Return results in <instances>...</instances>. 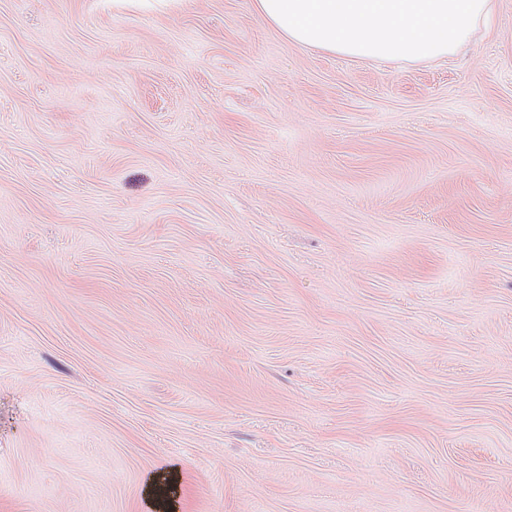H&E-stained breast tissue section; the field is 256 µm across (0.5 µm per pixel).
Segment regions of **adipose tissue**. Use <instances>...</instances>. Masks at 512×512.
Listing matches in <instances>:
<instances>
[{
	"instance_id": "ef3b65f1",
	"label": "adipose tissue",
	"mask_w": 512,
	"mask_h": 512,
	"mask_svg": "<svg viewBox=\"0 0 512 512\" xmlns=\"http://www.w3.org/2000/svg\"><path fill=\"white\" fill-rule=\"evenodd\" d=\"M493 0H255L288 41L359 59L432 62L469 42Z\"/></svg>"
}]
</instances>
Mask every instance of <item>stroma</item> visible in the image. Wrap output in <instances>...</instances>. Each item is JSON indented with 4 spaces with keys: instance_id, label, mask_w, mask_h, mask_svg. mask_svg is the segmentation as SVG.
<instances>
[{
    "instance_id": "obj_1",
    "label": "stroma",
    "mask_w": 512,
    "mask_h": 512,
    "mask_svg": "<svg viewBox=\"0 0 512 512\" xmlns=\"http://www.w3.org/2000/svg\"><path fill=\"white\" fill-rule=\"evenodd\" d=\"M512 512V0L432 63L254 0H0V512Z\"/></svg>"
}]
</instances>
